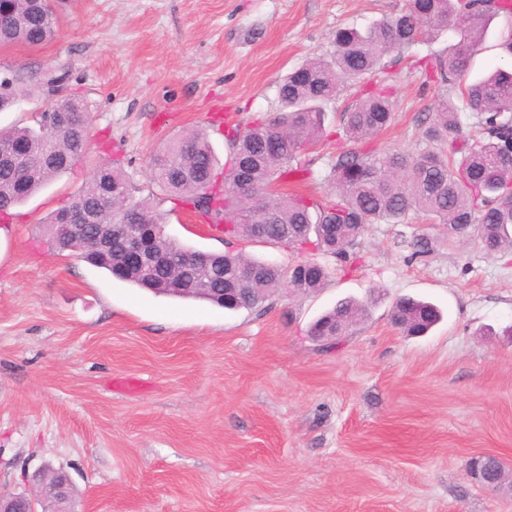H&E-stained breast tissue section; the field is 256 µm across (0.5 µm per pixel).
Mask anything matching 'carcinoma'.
Returning <instances> with one entry per match:
<instances>
[{"label":"carcinoma","mask_w":512,"mask_h":512,"mask_svg":"<svg viewBox=\"0 0 512 512\" xmlns=\"http://www.w3.org/2000/svg\"><path fill=\"white\" fill-rule=\"evenodd\" d=\"M2 8L9 21L0 23V47H39L60 33L55 0H0ZM500 14L512 15V0H406L399 14L364 32L338 28L331 59L315 57L284 78L278 90L284 112L277 119L227 130L224 171H217L208 133L192 130L153 154L151 178L167 199L221 225L228 239L316 251L344 262L370 225L402 224L409 213L419 212L456 235L473 228L485 253L505 254L512 250V71L496 69L464 87V109L477 119L479 136L462 135L461 110L443 96L423 130L429 147L414 155L363 147L393 120V92L379 86L341 115L353 147L336 156L326 172L336 201L323 207L277 191L288 175L314 162L307 151L327 133L323 103L375 73L383 56L435 31L453 30L459 40L447 57L431 62L433 72L443 84L461 80L490 21ZM59 80L48 71H15L8 84L0 83V112ZM87 127L83 105L61 96L33 117V124L0 129V145L14 147L17 155L14 163L0 162V218L81 161ZM446 144L448 153L436 150ZM87 208L118 231L110 257L96 248L93 225L82 235L64 225V213ZM44 224L58 251L109 273L118 269L124 238L139 236L174 261L147 273L124 271L116 280L227 310L257 308L273 288L314 291L328 277L315 259L292 265L288 275L285 267L240 252L206 253L169 238L160 202L142 196L133 175L119 164L99 167ZM367 313L364 302L340 301L312 325L310 335L321 336L338 321L350 329ZM438 319L432 304L413 299L396 302L392 311L393 324L408 335L427 332Z\"/></svg>","instance_id":"1"}]
</instances>
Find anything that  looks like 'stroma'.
<instances>
[{
    "label": "stroma",
    "mask_w": 512,
    "mask_h": 512,
    "mask_svg": "<svg viewBox=\"0 0 512 512\" xmlns=\"http://www.w3.org/2000/svg\"><path fill=\"white\" fill-rule=\"evenodd\" d=\"M404 0H61L60 35L0 49V70L66 72L64 92L92 117L87 154L11 218L0 256V491L34 494L36 471L64 469L77 512H512V483L468 472L493 456L512 476V256L476 234L410 214L374 224L356 263L325 258L322 288L270 292L229 311L113 279L50 244L45 218L100 163L120 158L161 198L166 233L196 249L242 252L281 266V245L225 240L193 210L162 198L149 158L205 129L218 161L224 131L280 111L289 70L332 55L336 28H366ZM512 17L491 22L470 78L511 67ZM441 32L383 59L396 88L380 151L417 153L426 115L460 84L428 81L416 61L443 57ZM335 141L315 152L293 191L326 205ZM434 250L415 255L413 242ZM403 297L436 304L441 321L408 336L390 320ZM369 301L338 347L310 324L337 301Z\"/></svg>",
    "instance_id": "stroma-1"
}]
</instances>
